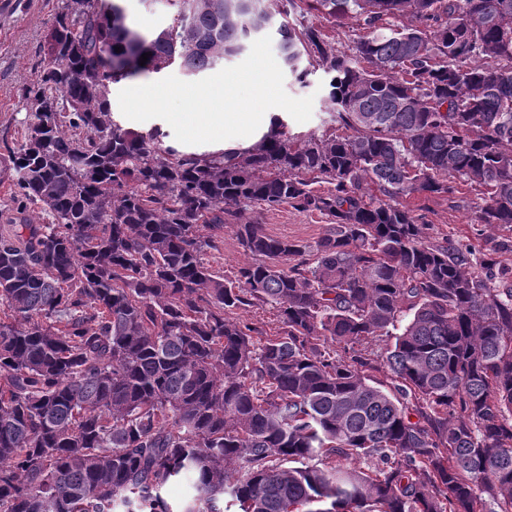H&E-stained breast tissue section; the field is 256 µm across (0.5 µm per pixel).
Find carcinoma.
I'll return each instance as SVG.
<instances>
[{
	"instance_id": "1",
	"label": "carcinoma",
	"mask_w": 512,
	"mask_h": 512,
	"mask_svg": "<svg viewBox=\"0 0 512 512\" xmlns=\"http://www.w3.org/2000/svg\"><path fill=\"white\" fill-rule=\"evenodd\" d=\"M171 2L144 32L121 0H66L21 89L0 160L50 223L0 232V512H512V283L409 205L465 189L472 223L512 227V0H305L366 30L351 54L276 30L347 133L277 117L243 152L112 115L144 53L193 75L246 49L231 0ZM282 206L328 230L248 215ZM228 227L254 257L232 279L205 260ZM256 306L276 333L233 317ZM265 225L266 232L274 237L313 243L326 231L327 220L318 214L299 212L289 206L276 210H262L251 214Z\"/></svg>"
}]
</instances>
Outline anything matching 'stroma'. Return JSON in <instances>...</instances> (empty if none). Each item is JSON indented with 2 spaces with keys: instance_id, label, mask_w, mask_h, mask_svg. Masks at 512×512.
Returning <instances> with one entry per match:
<instances>
[{
  "instance_id": "stroma-1",
  "label": "stroma",
  "mask_w": 512,
  "mask_h": 512,
  "mask_svg": "<svg viewBox=\"0 0 512 512\" xmlns=\"http://www.w3.org/2000/svg\"><path fill=\"white\" fill-rule=\"evenodd\" d=\"M64 0H9L0 11V143L20 139L22 123L28 117L20 94L24 85L32 83L38 75L37 60L45 22L57 12ZM292 23L304 22L320 28L328 46L342 53H352L364 31L355 22L334 24L317 15L295 10ZM269 81L273 87V104L293 133L304 135L324 128V120L332 106L327 98L328 78L323 71H313L305 83H298L284 67L280 54L271 39L251 44L248 51L227 60L216 68L189 76L172 65L161 73L143 71L112 87V111L123 127H134V113L149 116L153 105L136 99L137 86L150 83L162 95L160 119L167 142L181 150L209 147V140L193 136L182 115L188 106L179 92L185 88L206 89L224 84L239 97L241 110L255 109L251 98L255 81ZM472 194L463 192L455 198L432 197L415 200L414 205L424 223L430 224L436 237L452 236L469 241L481 250L497 247L502 251L503 265L512 268V231L489 230L470 221ZM268 234L275 237L311 243L326 231L327 221L319 215L300 212L284 206L275 210H262L257 214Z\"/></svg>"
}]
</instances>
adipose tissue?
Returning a JSON list of instances; mask_svg holds the SVG:
<instances>
[{"mask_svg": "<svg viewBox=\"0 0 512 512\" xmlns=\"http://www.w3.org/2000/svg\"><path fill=\"white\" fill-rule=\"evenodd\" d=\"M199 109L189 119L196 132L219 143L223 149L245 150L258 142L271 128L275 113L232 112L229 94L212 92L197 95Z\"/></svg>", "mask_w": 512, "mask_h": 512, "instance_id": "ef3b65f1", "label": "adipose tissue"}]
</instances>
